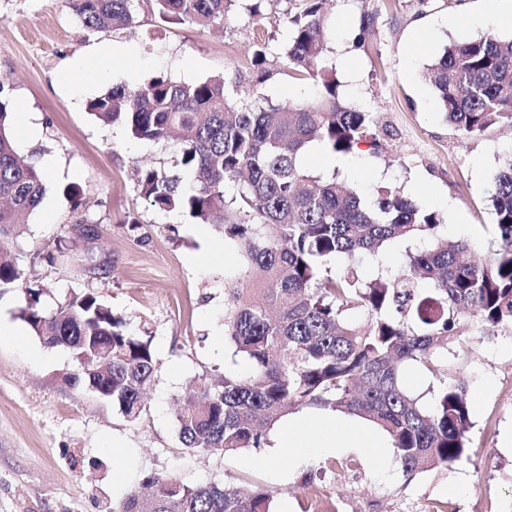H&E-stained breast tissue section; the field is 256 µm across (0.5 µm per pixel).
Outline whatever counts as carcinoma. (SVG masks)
Instances as JSON below:
<instances>
[{"label": "carcinoma", "instance_id": "1", "mask_svg": "<svg viewBox=\"0 0 512 512\" xmlns=\"http://www.w3.org/2000/svg\"><path fill=\"white\" fill-rule=\"evenodd\" d=\"M70 2L87 28L137 26L136 0ZM148 2L164 21L206 27L224 24L234 0ZM323 3L301 0L286 17L284 62L290 76L317 86L309 99L272 104L242 95L245 83L265 81L268 43L259 39L247 77L194 83L153 77L112 87L88 110L103 125L122 123L138 140L176 138L190 180L144 169L142 196L243 246L242 266L224 288V341L251 373L197 379L191 401L177 413L184 448L211 454L260 448L283 416L319 405L385 432L411 479L470 457L468 390L448 381L449 358L468 352L465 329L512 330V151L492 174L498 248L483 259H464L469 243L443 235L442 215L400 187L381 186L365 200L336 174H307L305 157L315 144L334 157L361 150L379 156L389 135L372 113L343 98ZM427 74L456 132L512 127V36L453 43ZM228 184L236 187L230 197ZM44 194V173L16 152L11 115L0 102V242L20 230ZM397 240L408 249L403 269L394 272L382 255ZM365 262L376 268L369 279L360 273ZM25 280L0 246V290ZM25 295L22 317L33 334L70 350L77 366L66 377L70 385L87 386L137 420L156 369L152 337L131 333L91 294L52 312L40 307V290L28 287ZM409 364L433 384L428 405L405 386L402 368ZM142 488L150 492L149 506L134 491L109 512H272L260 489L242 494L155 475Z\"/></svg>", "mask_w": 512, "mask_h": 512}]
</instances>
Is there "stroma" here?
I'll return each mask as SVG.
<instances>
[{"label": "stroma", "instance_id": "obj_1", "mask_svg": "<svg viewBox=\"0 0 512 512\" xmlns=\"http://www.w3.org/2000/svg\"><path fill=\"white\" fill-rule=\"evenodd\" d=\"M291 7L265 0L251 17L238 0L223 26L202 28L165 22L142 0L138 28L97 31L69 0H0V101L37 128L34 138L16 137V151L38 165L54 161L42 203L7 241L26 281L0 292V322L22 326L28 287L41 290L49 310L92 294L132 333L152 336L157 357L143 412L130 421L111 401L65 383L76 370L66 348L0 334V512H107L154 474L190 486L258 485L274 512H512L511 332L471 333L468 355L448 365L469 391L475 447L449 468L408 480L389 448H300L291 460L270 445L220 455L188 451L179 439L177 404L194 380L249 370L224 343V277L238 271L241 249L211 225L143 198L137 168L178 173L175 142L133 139L86 105L112 86L159 75L195 82L249 73L260 37L269 43L261 96L313 95L315 86L290 78L283 64ZM329 9L342 92L391 136L381 155L357 152L337 169L310 150L307 171L339 173L366 199L401 186L444 216V234L486 256L491 176L512 149V131L454 132L425 72L451 43L512 33V0H332ZM107 43L130 46L132 57L103 79L70 81L87 53Z\"/></svg>", "mask_w": 512, "mask_h": 512}]
</instances>
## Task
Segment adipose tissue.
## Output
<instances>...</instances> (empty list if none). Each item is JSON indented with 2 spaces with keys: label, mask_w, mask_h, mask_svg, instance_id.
<instances>
[{
  "label": "adipose tissue",
  "mask_w": 512,
  "mask_h": 512,
  "mask_svg": "<svg viewBox=\"0 0 512 512\" xmlns=\"http://www.w3.org/2000/svg\"><path fill=\"white\" fill-rule=\"evenodd\" d=\"M278 442L283 448H383L387 442L371 424L348 423L345 414L326 410L301 421L286 419Z\"/></svg>",
  "instance_id": "adipose-tissue-1"
}]
</instances>
